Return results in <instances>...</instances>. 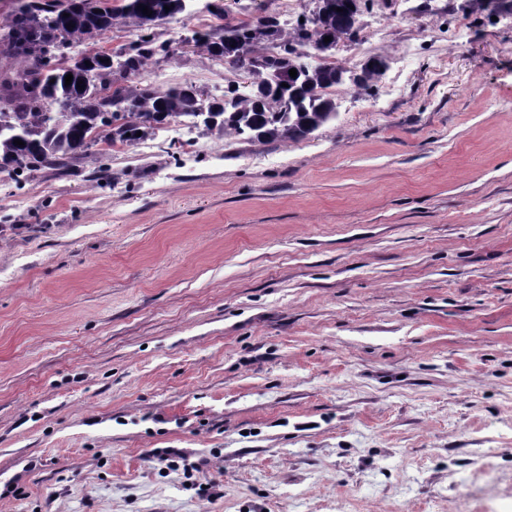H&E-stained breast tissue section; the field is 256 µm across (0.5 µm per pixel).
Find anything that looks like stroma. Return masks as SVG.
I'll use <instances>...</instances> for the list:
<instances>
[{"label":"stroma","mask_w":512,"mask_h":512,"mask_svg":"<svg viewBox=\"0 0 512 512\" xmlns=\"http://www.w3.org/2000/svg\"><path fill=\"white\" fill-rule=\"evenodd\" d=\"M361 23L331 61L386 72L333 87L308 139L174 121L66 178L0 172V512H512V16ZM156 74L211 100L234 78ZM381 55L368 58L361 66L360 74L353 78L352 84L361 95H371L375 90L377 83L384 75L385 68ZM372 63V68H369Z\"/></svg>","instance_id":"obj_1"}]
</instances>
